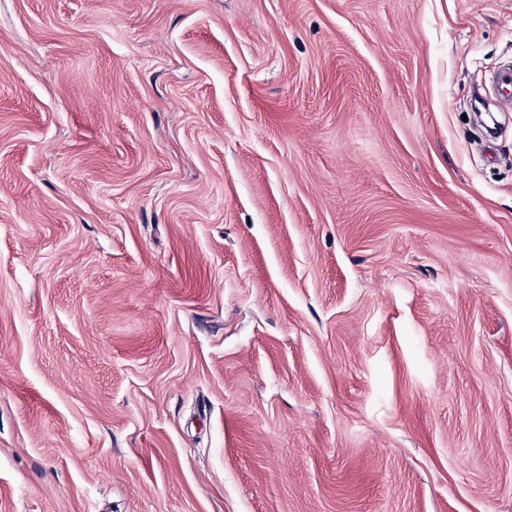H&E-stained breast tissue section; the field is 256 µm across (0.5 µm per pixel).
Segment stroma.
<instances>
[{
    "instance_id": "stroma-1",
    "label": "stroma",
    "mask_w": 512,
    "mask_h": 512,
    "mask_svg": "<svg viewBox=\"0 0 512 512\" xmlns=\"http://www.w3.org/2000/svg\"><path fill=\"white\" fill-rule=\"evenodd\" d=\"M512 0H0V512H512Z\"/></svg>"
}]
</instances>
